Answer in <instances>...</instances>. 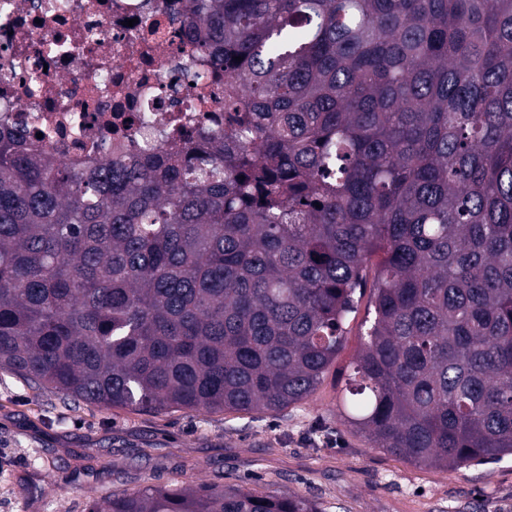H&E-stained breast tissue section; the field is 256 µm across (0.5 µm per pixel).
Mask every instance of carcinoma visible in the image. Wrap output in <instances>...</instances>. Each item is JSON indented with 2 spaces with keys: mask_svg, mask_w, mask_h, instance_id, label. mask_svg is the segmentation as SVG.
<instances>
[{
  "mask_svg": "<svg viewBox=\"0 0 512 512\" xmlns=\"http://www.w3.org/2000/svg\"><path fill=\"white\" fill-rule=\"evenodd\" d=\"M174 19L224 71V130L73 165L0 119V370L104 409L278 413L373 264L344 422L430 467L512 456V0ZM88 512L320 510L167 484Z\"/></svg>",
  "mask_w": 512,
  "mask_h": 512,
  "instance_id": "cac0c4a2",
  "label": "carcinoma"
}]
</instances>
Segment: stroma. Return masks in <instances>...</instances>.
<instances>
[{
  "label": "stroma",
  "mask_w": 512,
  "mask_h": 512,
  "mask_svg": "<svg viewBox=\"0 0 512 512\" xmlns=\"http://www.w3.org/2000/svg\"><path fill=\"white\" fill-rule=\"evenodd\" d=\"M324 381L266 412L135 413L74 404L0 370V512H87L148 484L303 496L321 512H512V458L435 469L372 447L340 419L371 288Z\"/></svg>",
  "instance_id": "35a3bbf8"
}]
</instances>
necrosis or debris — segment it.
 Returning <instances> with one entry per match:
<instances>
[{"mask_svg":"<svg viewBox=\"0 0 512 512\" xmlns=\"http://www.w3.org/2000/svg\"><path fill=\"white\" fill-rule=\"evenodd\" d=\"M170 0H0V113L33 147L81 164L120 142L159 146L158 128L181 140L224 127V74L167 21L153 60L141 34ZM80 33L87 51L64 45ZM207 73V106L195 111L187 71Z\"/></svg>","mask_w":512,"mask_h":512,"instance_id":"necrosis-or-debris-1","label":"necrosis or debris"}]
</instances>
